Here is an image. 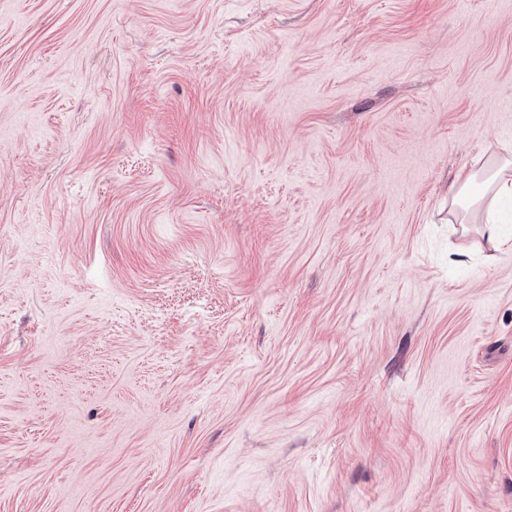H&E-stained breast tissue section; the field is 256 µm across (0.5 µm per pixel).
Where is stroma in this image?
Masks as SVG:
<instances>
[{
	"instance_id": "1",
	"label": "stroma",
	"mask_w": 512,
	"mask_h": 512,
	"mask_svg": "<svg viewBox=\"0 0 512 512\" xmlns=\"http://www.w3.org/2000/svg\"><path fill=\"white\" fill-rule=\"evenodd\" d=\"M508 140L512 0H0V512H512ZM480 160L464 165L456 174L448 190V212L454 217L455 222L466 224L471 210L482 209L484 236L497 251H500L505 241L498 236L499 223L494 203L500 197L512 196V160L505 159L502 164L495 166L489 175L485 174L483 166L477 167ZM480 176H485V190L479 195L471 194L470 189Z\"/></svg>"
}]
</instances>
